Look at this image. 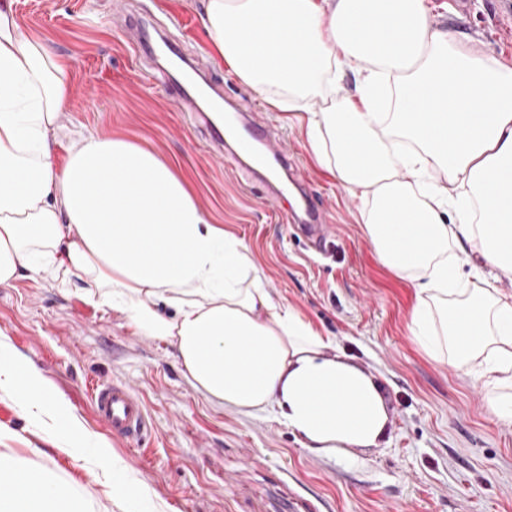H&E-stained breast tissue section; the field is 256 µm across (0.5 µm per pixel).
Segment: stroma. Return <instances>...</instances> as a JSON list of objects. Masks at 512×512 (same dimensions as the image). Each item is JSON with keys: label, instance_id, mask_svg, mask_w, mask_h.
I'll list each match as a JSON object with an SVG mask.
<instances>
[{"label": "stroma", "instance_id": "stroma-1", "mask_svg": "<svg viewBox=\"0 0 512 512\" xmlns=\"http://www.w3.org/2000/svg\"><path fill=\"white\" fill-rule=\"evenodd\" d=\"M435 26L466 48L512 59V18L501 0H471L467 14L430 0ZM26 34L46 38L68 61L71 95L60 144L74 133L122 132L147 143L190 182L204 209L250 251L264 286L291 303L379 380L392 413L385 447L329 458L303 448L272 414L245 417L209 402L190 383L166 341L135 335L109 307L88 304L78 285L30 278L0 287V356L34 367L63 412L91 440L73 454L63 430L32 424L0 391V449H10L90 498L92 512H512V424L493 419L470 377L427 358L409 329L410 280L378 260L359 220L360 199L316 162L297 113L280 112L214 62L202 0H14ZM148 15L153 61L138 58L123 15ZM203 65L208 88L273 123L308 194L331 224L324 253L311 250L245 168L216 161L210 133L189 124L166 86L177 54ZM123 384L149 418L140 443L118 437L96 416L90 387ZM104 438L99 465L94 441ZM141 483L130 500L119 487Z\"/></svg>", "mask_w": 512, "mask_h": 512}]
</instances>
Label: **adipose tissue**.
<instances>
[{"label": "adipose tissue", "mask_w": 512, "mask_h": 512, "mask_svg": "<svg viewBox=\"0 0 512 512\" xmlns=\"http://www.w3.org/2000/svg\"><path fill=\"white\" fill-rule=\"evenodd\" d=\"M202 25L218 62L303 113L318 164L371 201L359 216L379 261L416 285L415 345L472 376L490 414L512 423V296L496 287L512 280V60L434 28L428 0H204ZM348 72L356 89L337 98ZM70 94L66 64L0 0V286L79 281L137 335L170 342L211 403L274 411L321 455L381 447L392 417L375 376L271 297L171 163L117 134L78 136L58 156ZM391 139L411 146L402 167ZM461 241L482 262L472 288L456 285L449 249ZM0 388L35 423L56 420L36 370L1 360ZM0 512H90V501L1 452Z\"/></svg>", "instance_id": "1"}]
</instances>
